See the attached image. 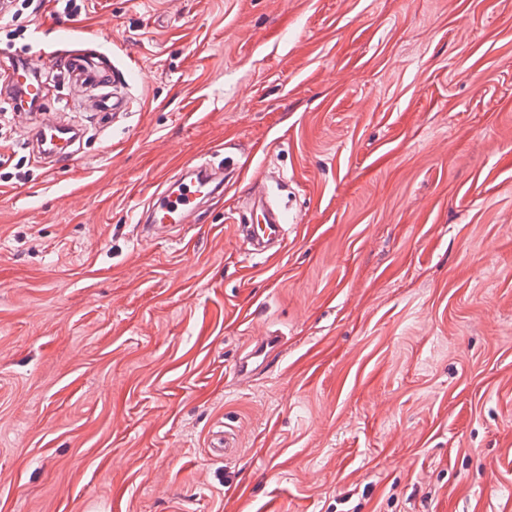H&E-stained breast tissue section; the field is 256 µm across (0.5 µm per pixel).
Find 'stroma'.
I'll list each match as a JSON object with an SVG mask.
<instances>
[{"mask_svg": "<svg viewBox=\"0 0 512 512\" xmlns=\"http://www.w3.org/2000/svg\"><path fill=\"white\" fill-rule=\"evenodd\" d=\"M107 21L130 111L51 78L62 167L0 128V512H512V0H47L0 66ZM263 185L295 221L252 260ZM208 168L210 167L194 165L193 160H189L184 169L185 178H181L175 185L179 190L172 192L170 188L150 198L147 205V223L151 228L166 232L174 227L173 224H185L187 216L194 211L201 199L221 189L222 182L212 186L216 174L207 170ZM200 172L204 173L200 178L187 179L189 175Z\"/></svg>", "mask_w": 512, "mask_h": 512, "instance_id": "1", "label": "stroma"}]
</instances>
